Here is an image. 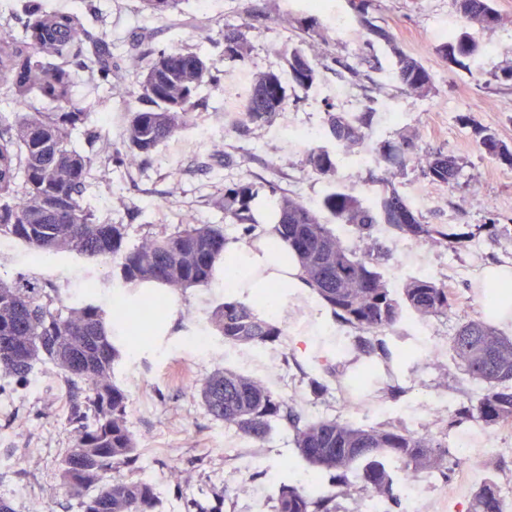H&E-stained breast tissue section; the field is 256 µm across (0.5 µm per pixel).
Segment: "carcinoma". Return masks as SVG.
<instances>
[{"label": "carcinoma", "instance_id": "obj_1", "mask_svg": "<svg viewBox=\"0 0 512 512\" xmlns=\"http://www.w3.org/2000/svg\"><path fill=\"white\" fill-rule=\"evenodd\" d=\"M182 0H141L142 10L158 17L180 13ZM372 0H357L355 8L368 33L390 43L388 32L368 19ZM461 17L495 15L492 0H457ZM26 16L22 31L0 23V89L11 93L18 110L0 113V237L23 245L31 260L61 253L113 263V274L125 286L156 282L170 291L204 288L215 278L214 263L224 253V225L235 224L250 236L256 226L251 204L253 185L224 188L218 207L224 224L187 222L172 232L148 233L139 244L125 245L127 225L108 224L84 205L92 178L94 157L70 146L74 131L86 126L89 112L76 100L77 81L67 70L78 59L97 81L116 88L112 80L127 61L119 62L111 44L95 35L69 9H51L44 0H22ZM224 55L242 59L248 50L246 28L224 24ZM293 83L307 90L319 81L316 58L304 44L279 49ZM396 61L391 78L401 89L426 96L433 78L419 59L393 49ZM457 65L473 61L479 46L466 29L454 33L440 48ZM206 60L183 48L157 53L135 97L141 108L127 113L120 145L91 137V149L106 155L114 167L127 170L148 165L153 152L176 137L203 103L197 89L215 83ZM233 128L256 126L288 118V96L281 74L263 72L252 80ZM372 109L358 114L327 112L325 135L333 148L308 149L305 165L330 178L336 155L362 147ZM480 150L494 161L512 166V147L491 131L479 140ZM416 145L411 139L384 142L375 148L377 167H402ZM463 162L442 150L423 155L421 174L450 188L458 184ZM272 209L278 214L280 236L297 254L313 292L341 326L352 333L354 349L368 362L347 376L330 364L326 374L349 395V405L361 408L380 381L379 365L410 353L392 351L379 336L393 331L405 317L446 318L455 299L447 285L427 277H409L393 288L368 252L345 245L321 215L268 185ZM323 208L338 224L355 227L368 238L383 224L416 240L435 238L450 250L462 246V236L424 224L418 212L387 184L375 206L335 190ZM161 300L149 294L140 305L105 311L91 298L75 303L61 300L58 290L17 275L0 277V395L25 385L36 365L82 384L86 395L69 418L76 440L62 460L67 492L79 499L81 512H162L155 487L147 480L128 481L113 472L131 466L136 445L128 425V392L115 379L122 351L118 332L154 334L153 323L141 307ZM214 330L230 345L268 346L281 342L284 329L274 317L258 314L237 300H226L211 315ZM448 355L480 392L467 400L462 415L488 428L512 426V336L476 317L459 325L448 342ZM197 392L210 414L243 436L263 441L274 424L285 421L293 430L299 457L319 472L339 477L338 491L320 493L302 486L282 485L272 512H340L337 499L359 486L370 495L395 497L399 472L416 478L444 471L453 459L448 444L429 427L410 432L391 426L364 427L349 418L302 419L294 403L285 401L262 381L218 369ZM467 512H505L496 480L488 477L469 501Z\"/></svg>", "mask_w": 512, "mask_h": 512}]
</instances>
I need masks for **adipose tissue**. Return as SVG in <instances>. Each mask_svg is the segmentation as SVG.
<instances>
[{
  "instance_id": "ef3b65f1",
  "label": "adipose tissue",
  "mask_w": 512,
  "mask_h": 512,
  "mask_svg": "<svg viewBox=\"0 0 512 512\" xmlns=\"http://www.w3.org/2000/svg\"><path fill=\"white\" fill-rule=\"evenodd\" d=\"M259 222L248 240L227 237L224 256L217 264V280L227 281L224 296L254 305L258 313L268 314L266 297L277 288L287 287L289 295L311 296L300 263L286 242L280 240L275 218L269 211L255 209Z\"/></svg>"
}]
</instances>
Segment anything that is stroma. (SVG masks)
Here are the masks:
<instances>
[{
	"label": "stroma",
	"instance_id": "obj_1",
	"mask_svg": "<svg viewBox=\"0 0 512 512\" xmlns=\"http://www.w3.org/2000/svg\"><path fill=\"white\" fill-rule=\"evenodd\" d=\"M140 6V0H82L86 24L112 43L114 54L135 60L112 91L84 81L79 66H72V73L83 81L79 94L90 112L89 129L102 140L121 141L127 95L137 90L159 50L177 46L196 51L219 71L221 80L198 89L205 108L194 113L184 131L159 146L150 165L134 177L96 160L84 199L101 220L127 225L128 245L138 244L145 233L170 232L189 220L224 224L217 201L225 186L249 182L263 194L271 181L317 210L335 189L374 203L385 180L415 205L425 223L470 235L466 247L453 252L430 240L387 230L375 233L379 270L388 282L424 275L454 288L459 301L448 318L428 320L426 335L406 327L386 333L388 346H411L419 354L393 366L380 389L357 411L350 410L337 389L316 400L308 388L309 378H324L325 363L348 366L353 346L345 327L334 321L308 323L295 311L283 322L280 344L261 350L228 345L210 320L225 300L218 285L170 294L152 344L120 339L125 356L116 379L129 394L128 419L138 450L136 465L121 469V477L152 483L163 512H184L188 499L195 502V512H270L279 486L304 484L312 470L298 456L286 422L277 423L258 442L208 413L194 386L216 369L263 380L294 402L306 419L348 416L364 426L410 431L430 426L436 415L452 417L463 394L473 391L448 356V340L462 321L484 310L482 268L512 269V167L489 159L477 145L483 129L512 145V81L503 77L512 69V0H493L500 22L491 29L464 23L456 0H376L369 18L391 35L388 43L368 41L350 0H333L326 10L308 6L305 0H184L182 12L195 23L182 28L167 17H146ZM292 17L315 20L324 34L312 48L320 64L319 82L306 91L289 88L287 121L252 125L243 133L226 130L227 114L236 110L252 79L282 69L277 49L304 41V33L289 25ZM228 22L249 26L244 59L224 56L221 30ZM463 28L480 48L467 69L449 63L439 51L449 34ZM145 31L151 35L146 42L140 39ZM398 50L416 56L432 74L429 96L406 93L392 80ZM364 105L374 109L370 145L415 134L421 148L439 147L462 159L458 185L451 189L431 183L412 162L386 170L370 162L360 164L353 151L338 154L335 175L323 178L305 167L304 147L281 133L284 123L321 128L329 110L355 112ZM215 139L223 140L232 164L210 154ZM159 199L166 203L160 210L153 206ZM224 226L227 235L239 236L237 226ZM57 263L47 282L58 288L62 299L95 280L100 286L94 298L106 309L115 295L133 302L143 294L142 289L113 281L112 265L104 260L61 255ZM197 334L209 338L207 355L187 347ZM443 376L448 379L444 388L438 385ZM84 396L83 390L69 388L60 376L42 368L25 387L0 396V497L11 499L15 512L37 507L43 512H79L77 499L61 487L60 462L75 443L68 422L72 405ZM506 438L512 440V429L496 430L473 421L448 430L450 447L465 445L480 453ZM175 469L186 477L179 487L171 479ZM461 475L458 468L447 477L430 474L429 512H465L483 479L477 476L465 483Z\"/></svg>",
	"mask_w": 512,
	"mask_h": 512
}]
</instances>
